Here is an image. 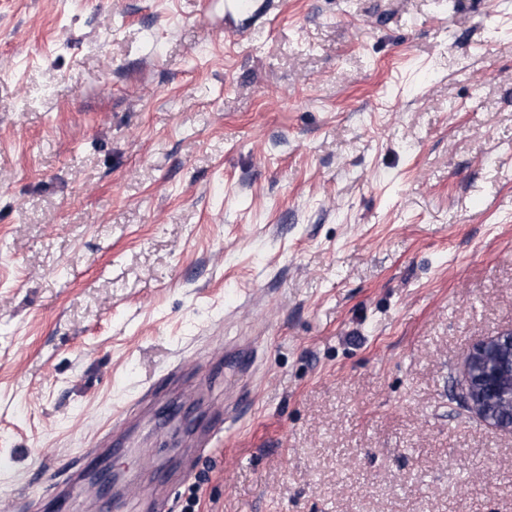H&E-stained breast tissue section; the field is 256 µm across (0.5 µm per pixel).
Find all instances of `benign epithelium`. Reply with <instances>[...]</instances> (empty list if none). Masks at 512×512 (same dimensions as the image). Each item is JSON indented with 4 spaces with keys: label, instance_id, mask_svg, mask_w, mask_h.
<instances>
[{
    "label": "benign epithelium",
    "instance_id": "7a95c632",
    "mask_svg": "<svg viewBox=\"0 0 512 512\" xmlns=\"http://www.w3.org/2000/svg\"><path fill=\"white\" fill-rule=\"evenodd\" d=\"M461 405L486 423L512 432V414L502 411L512 400V331L488 336L464 355Z\"/></svg>",
    "mask_w": 512,
    "mask_h": 512
}]
</instances>
